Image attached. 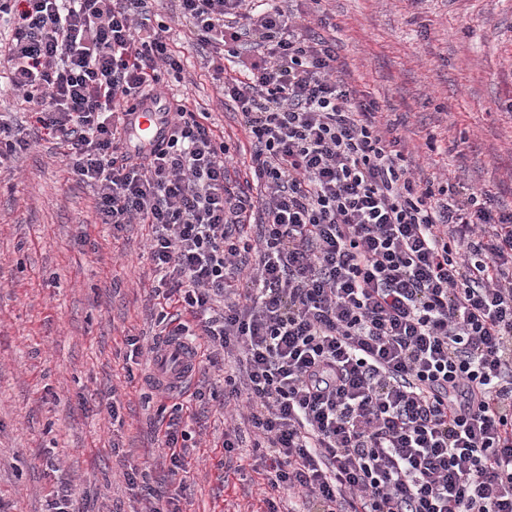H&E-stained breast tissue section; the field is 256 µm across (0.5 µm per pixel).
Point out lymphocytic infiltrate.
Returning <instances> with one entry per match:
<instances>
[{
    "instance_id": "lymphocytic-infiltrate-1",
    "label": "lymphocytic infiltrate",
    "mask_w": 512,
    "mask_h": 512,
    "mask_svg": "<svg viewBox=\"0 0 512 512\" xmlns=\"http://www.w3.org/2000/svg\"><path fill=\"white\" fill-rule=\"evenodd\" d=\"M150 2L0 0V67L98 222L151 225L154 292L176 307L161 335L228 363L245 408L225 451L249 426L302 512H512V207L416 176L311 12L275 0H179L263 194L231 181L189 99L161 145L129 149L126 116L183 70ZM122 476L140 512H184L146 469Z\"/></svg>"
}]
</instances>
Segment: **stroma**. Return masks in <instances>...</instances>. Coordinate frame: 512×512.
Here are the masks:
<instances>
[{"instance_id": "1", "label": "stroma", "mask_w": 512, "mask_h": 512, "mask_svg": "<svg viewBox=\"0 0 512 512\" xmlns=\"http://www.w3.org/2000/svg\"><path fill=\"white\" fill-rule=\"evenodd\" d=\"M178 9V0L155 6L187 57L160 91L206 108L240 147L230 174H245L248 135L204 50L189 47ZM317 10L353 84L377 98L424 174L447 173L511 206L512 0H321ZM28 135L31 149L0 170V512H45L61 477L106 496L112 512H131L125 463L149 467L157 489L183 492L184 512H266L252 439L225 452L212 398H185L188 473L170 478L151 369L126 358L127 337L157 331L151 228L116 236L97 223L95 190L70 174L61 145ZM110 387L120 394L117 425L97 406Z\"/></svg>"}]
</instances>
